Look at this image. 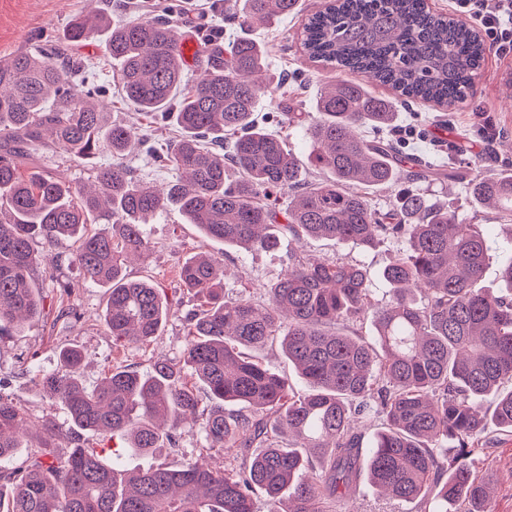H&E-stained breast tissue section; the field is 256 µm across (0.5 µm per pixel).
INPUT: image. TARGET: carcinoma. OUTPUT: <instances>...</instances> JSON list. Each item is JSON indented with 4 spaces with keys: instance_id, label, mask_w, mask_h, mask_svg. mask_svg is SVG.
Masks as SVG:
<instances>
[{
    "instance_id": "cac0c4a2",
    "label": "carcinoma",
    "mask_w": 512,
    "mask_h": 512,
    "mask_svg": "<svg viewBox=\"0 0 512 512\" xmlns=\"http://www.w3.org/2000/svg\"><path fill=\"white\" fill-rule=\"evenodd\" d=\"M299 9V0H224V20L239 34L184 92L180 38L162 19L80 15L62 41L0 59V207L9 214L0 216V331L41 313L30 279L35 245L74 239L69 260L86 283L109 289L112 340L150 342L172 306L151 279L132 281L124 271L149 250L142 220L171 207L205 237L246 251H273L288 238L405 243L383 271L391 288L382 305L372 301L366 271L342 258L289 255L288 271L257 301L225 295L224 260L192 256L179 268V289L199 302L184 315L183 362L159 359L146 373L115 369L88 391L84 355L68 347L60 366L34 372L33 382L75 427L121 434L146 457L175 443L179 422L193 417L204 447L223 449L237 467L216 471L192 457L176 468L120 471L94 448L53 446L52 422L32 420L0 393V463L19 453L30 429L44 434L10 485H0V512H255L257 491L269 512H339L364 478L395 500L419 501L420 512H489L488 484L473 463L490 447L489 421L512 433V260L500 275L508 292L475 287L496 242L413 188L448 173L404 155L393 139L361 135L388 130L400 100L463 103L486 43L426 0H332L305 24L303 50L365 80L343 76L321 90L314 114L287 113L290 125L309 121L304 162L256 121L257 101L273 97L279 79L252 35ZM99 29L108 32L105 49L125 97L158 125L174 120L178 139L162 148L154 131L110 122L91 67L62 63ZM47 135L77 159L106 150L113 162L96 168L93 186L73 188L33 161ZM134 143L178 177L162 190L137 179L120 161ZM307 165L326 178H305ZM400 180L406 186L388 207L375 208L367 191ZM468 190L512 222V173L479 174ZM100 216L112 232H87ZM368 318L370 334L354 328ZM273 341L307 389L245 356ZM370 412L382 427L365 453L353 418ZM315 459L320 470L303 479Z\"/></svg>"
}]
</instances>
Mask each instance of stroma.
Instances as JSON below:
<instances>
[{"instance_id": "obj_1", "label": "stroma", "mask_w": 512, "mask_h": 512, "mask_svg": "<svg viewBox=\"0 0 512 512\" xmlns=\"http://www.w3.org/2000/svg\"><path fill=\"white\" fill-rule=\"evenodd\" d=\"M122 3L123 0H0V58L11 57L37 46L41 40L60 36L74 15ZM325 3L326 0H301L300 13L256 32L257 39L268 48L269 71L285 79L276 99L260 101L257 109L259 123L270 134L286 140L289 149L302 159L309 153V139L304 128L284 123L282 112L286 109L312 111V101L320 89L338 78L336 71L311 61L301 48L306 19L322 9ZM71 52L100 72L111 85V93L103 97L102 102L112 121L136 131L150 125V117L137 111L123 96L119 69L104 53L103 34L92 35L72 47ZM511 87L512 57L500 61L489 53L464 104L450 112L403 104L397 115L398 126L416 131L406 144L408 152L433 154L440 165L447 164L448 153L452 150L467 157L461 179L424 182L420 188L431 199L448 203L457 213L475 217L483 234L501 240V248L494 250L488 260L481 281L485 288L498 287L499 271L512 258V249L504 245L512 235V229L494 218L477 215L467 181L480 173L512 168V102L505 99ZM40 164L50 176L72 185L87 186L94 180L92 164L71 158L55 148L42 151ZM143 235L150 244L149 256L146 262L128 264L126 274L131 279L151 276L158 287L171 291V300L175 303L183 299L182 294L174 290L179 266L189 256L207 253L223 257L227 273L226 294L234 296L244 291L257 298L262 296L264 285L284 273L288 255L293 251L320 259L341 257L362 265L368 274L372 298L384 301L388 298L389 285L382 273L401 246L394 238L373 249L309 238L299 244L282 241L280 248L274 251L228 250L223 243L205 238L195 225L185 223L174 209L149 219L143 226ZM72 249V241L65 240L54 251H40L32 277L43 312L39 318L0 333V392L8 395L33 419L50 420L58 431L55 444L62 448L74 447L80 440L91 442L92 437L87 433L74 436L66 411L34 385L28 367L54 370L59 366V348L78 347L85 356L80 378L91 390L112 369L125 367L143 372L153 360L179 357L187 340L185 324L173 316L147 345L114 344L101 318L108 291L85 283L80 269L67 261ZM59 281L70 284L69 296H59L55 289ZM63 304L76 307L83 315L82 320L69 323L57 319V311ZM201 447L199 426L189 422L180 428L177 447L157 449L148 460L125 452L118 465L130 471L146 467L150 462L176 466L184 458L198 454ZM476 472L490 481L491 512H512L511 435H496L493 447L478 464Z\"/></svg>"}]
</instances>
